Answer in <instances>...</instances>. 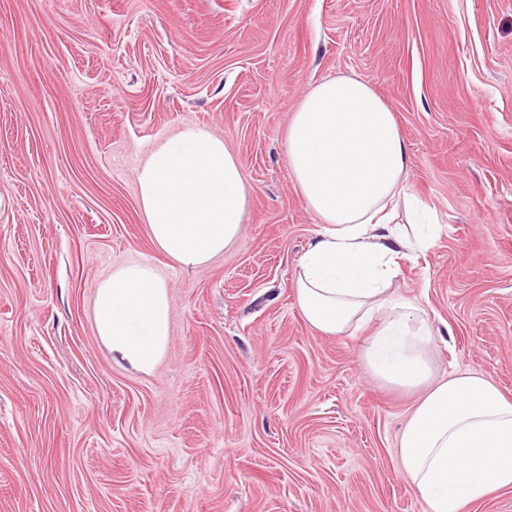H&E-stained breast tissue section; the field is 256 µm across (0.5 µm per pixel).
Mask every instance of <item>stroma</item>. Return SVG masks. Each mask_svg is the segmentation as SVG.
Wrapping results in <instances>:
<instances>
[{
	"instance_id": "35a3bbf8",
	"label": "stroma",
	"mask_w": 512,
	"mask_h": 512,
	"mask_svg": "<svg viewBox=\"0 0 512 512\" xmlns=\"http://www.w3.org/2000/svg\"><path fill=\"white\" fill-rule=\"evenodd\" d=\"M341 75L390 106L437 216L390 286L436 332L435 377L512 399V0H0V512H426L398 456L420 391L296 301L319 224L285 132ZM188 126L249 193L237 243L186 268L152 243L136 173ZM136 263L171 295L149 374L90 317Z\"/></svg>"
}]
</instances>
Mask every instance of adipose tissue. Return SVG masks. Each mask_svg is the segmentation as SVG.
Listing matches in <instances>:
<instances>
[{
	"label": "adipose tissue",
	"mask_w": 512,
	"mask_h": 512,
	"mask_svg": "<svg viewBox=\"0 0 512 512\" xmlns=\"http://www.w3.org/2000/svg\"><path fill=\"white\" fill-rule=\"evenodd\" d=\"M285 141L294 184L320 224L299 265L298 306L331 337L378 321L364 344L367 369L391 386L423 390L399 458L427 512H461L511 489L512 400L469 371L434 378L430 323L389 290L403 250L424 251L434 240L397 227L410 204L409 153L391 108L358 77L326 79L299 102ZM137 185L151 241L179 266L203 264L237 241L248 183L223 139L184 128L154 147ZM92 321L114 361L150 373L169 347V287L151 266H121L99 283Z\"/></svg>",
	"instance_id": "obj_1"
}]
</instances>
